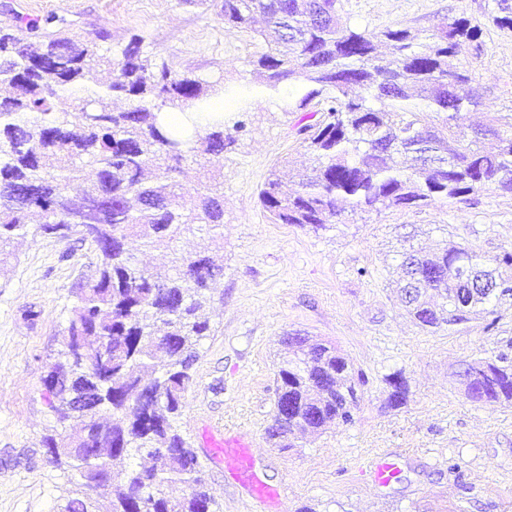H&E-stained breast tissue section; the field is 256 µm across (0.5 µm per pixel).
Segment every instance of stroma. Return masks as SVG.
<instances>
[{
	"mask_svg": "<svg viewBox=\"0 0 512 512\" xmlns=\"http://www.w3.org/2000/svg\"><path fill=\"white\" fill-rule=\"evenodd\" d=\"M356 28L397 24L429 34L464 17L479 26L483 51L469 58L474 91L512 109V29L497 27L494 0H340ZM221 0H0V28L32 22L36 38L104 30L113 55L131 39L178 74L223 76L248 90L247 106L226 101L232 143L212 169L224 179L223 236L210 245L198 228L151 248L127 243L138 263L166 269L173 255L211 248L224 274L205 302L212 332L198 348L195 383L176 421L196 452L216 512H252L246 487L208 459L204 427L244 436L261 479L281 489L265 512H512V407L475 403L459 377L467 363L512 355V303L467 324L428 332L394 293L409 246L446 242L495 256L512 248V194L483 192L466 201L358 212L327 230L273 223L258 200L268 173L283 168L285 187L312 162L296 134L299 113L281 111L261 92V39L225 26ZM0 264V512H66L72 483L49 464L41 444L58 423L43 378L63 347L72 294L90 275L92 255L78 236L27 237ZM299 331L332 343L366 384L348 423L294 448L271 447L274 373L288 357L280 342ZM402 373L409 394L390 406L386 375ZM394 458L400 473L383 487L370 466Z\"/></svg>",
	"mask_w": 512,
	"mask_h": 512,
	"instance_id": "35a3bbf8",
	"label": "stroma"
}]
</instances>
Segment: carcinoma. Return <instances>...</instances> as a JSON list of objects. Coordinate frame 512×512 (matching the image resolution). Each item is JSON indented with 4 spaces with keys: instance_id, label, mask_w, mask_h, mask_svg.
<instances>
[{
    "instance_id": "carcinoma-1",
    "label": "carcinoma",
    "mask_w": 512,
    "mask_h": 512,
    "mask_svg": "<svg viewBox=\"0 0 512 512\" xmlns=\"http://www.w3.org/2000/svg\"><path fill=\"white\" fill-rule=\"evenodd\" d=\"M263 30L253 28L254 15ZM224 24L251 31L265 44L257 60L263 86L285 81L295 93L285 112L320 106L321 118L299 129L314 164L291 195L279 171H270L259 200L276 224L327 229L346 213L420 206L489 190L512 193V116L484 104L487 123L467 137L464 120L479 105L470 94L472 73L460 66L469 49L480 50V29L466 18L435 33L399 25L358 31L339 13L338 0H222ZM69 36L39 44L0 29V84L14 94L0 98V264L2 247L29 234L63 240L84 216L73 201L94 203L92 231L82 236L94 256L93 274L75 293L64 349L44 385L55 398L56 421L76 420L81 434L43 437L49 463L70 474L76 497L67 512H213L198 456L173 425L194 384L192 362L211 333L202 316L208 284L223 268L204 253L184 259L172 273L152 272L127 252L136 236L147 247L172 240L192 225L216 241L224 224V188L208 177L194 199L181 201L171 173L201 151L224 158V119L209 116L198 130L168 129L165 111L207 112L226 93L224 78L177 75L146 55L134 39L112 62V49ZM391 50L382 58L379 45ZM117 66L102 85L99 69ZM128 107L116 110L113 99ZM497 150L477 147L482 136ZM96 179L84 184V167ZM492 270L506 287L459 302L461 271ZM398 292L422 328L458 325L491 313L512 299V251L487 257L468 246L419 252L402 262ZM293 357L276 370V400L267 438L293 447L296 434H319L352 420L361 374L335 347L307 336H287ZM168 358L157 376L145 371L158 355ZM473 402L512 404V357L479 358L461 375ZM389 403L404 404L401 373L385 378ZM145 454L154 465L114 470V460ZM110 481L104 495L92 492ZM182 483L179 500L165 487Z\"/></svg>"
}]
</instances>
